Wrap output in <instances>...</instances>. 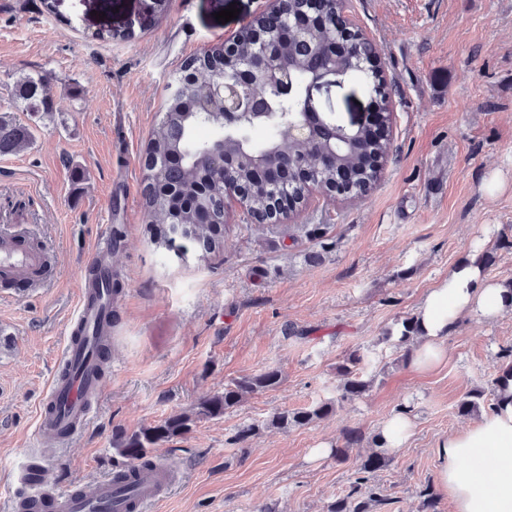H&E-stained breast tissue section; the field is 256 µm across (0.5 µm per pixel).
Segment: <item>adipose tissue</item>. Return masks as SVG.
Returning a JSON list of instances; mask_svg holds the SVG:
<instances>
[{
  "instance_id": "1",
  "label": "adipose tissue",
  "mask_w": 512,
  "mask_h": 512,
  "mask_svg": "<svg viewBox=\"0 0 512 512\" xmlns=\"http://www.w3.org/2000/svg\"><path fill=\"white\" fill-rule=\"evenodd\" d=\"M512 312V288L488 280L481 264H457L431 288L415 315L417 333L411 360L419 371L446 356L449 331L461 317L493 321ZM436 481L453 512H512V403L484 413L472 426L454 432L437 447Z\"/></svg>"
}]
</instances>
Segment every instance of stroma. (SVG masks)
I'll use <instances>...</instances> for the list:
<instances>
[{
	"mask_svg": "<svg viewBox=\"0 0 512 512\" xmlns=\"http://www.w3.org/2000/svg\"><path fill=\"white\" fill-rule=\"evenodd\" d=\"M239 14L218 22L215 12ZM269 0H0V111L14 82L42 71L54 112H17L31 145L0 155V226L38 239L45 287L0 282V502L10 474L41 453L47 477L70 484L112 474V434L190 410L225 384L269 368L277 387L246 395L218 419L163 443L157 460L181 473L158 512H327L345 496L383 422L407 406L413 434L372 482L374 512H425L437 446L473 424L459 401L491 393L512 312L461 319L447 356L419 372L384 341L458 262L491 253L493 281H512V0H345L344 16L378 46L389 87L391 149L365 195L313 192L278 224L226 214L223 252L199 259L155 251L142 199L143 162L182 63L227 42ZM318 99L339 122L364 118L356 80ZM315 235H307V228ZM122 285L113 300L112 359L91 422L63 448L36 449V412L60 361L94 247L113 229ZM362 357L368 389L341 399L339 368ZM332 412L302 427L269 419L320 402ZM258 425L247 441L244 425ZM363 440L346 462L350 428ZM326 455H315L318 447Z\"/></svg>",
	"mask_w": 512,
	"mask_h": 512,
	"instance_id": "stroma-1",
	"label": "stroma"
}]
</instances>
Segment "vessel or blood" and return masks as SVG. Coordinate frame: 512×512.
<instances>
[{
	"mask_svg": "<svg viewBox=\"0 0 512 512\" xmlns=\"http://www.w3.org/2000/svg\"><path fill=\"white\" fill-rule=\"evenodd\" d=\"M20 237L19 231L0 230V279L21 278L43 262L42 253L23 245ZM111 305L106 290L84 283L71 319L76 335L68 339L37 411L40 446L69 444L78 428L89 421L99 383L94 350L100 342L103 311ZM16 475L27 489L10 497L8 512H152L176 480L172 467L164 463L135 469L126 484L107 476L88 486L68 484L49 491L31 477L26 465H19Z\"/></svg>",
	"mask_w": 512,
	"mask_h": 512,
	"instance_id": "obj_1",
	"label": "vessel or blood"
}]
</instances>
